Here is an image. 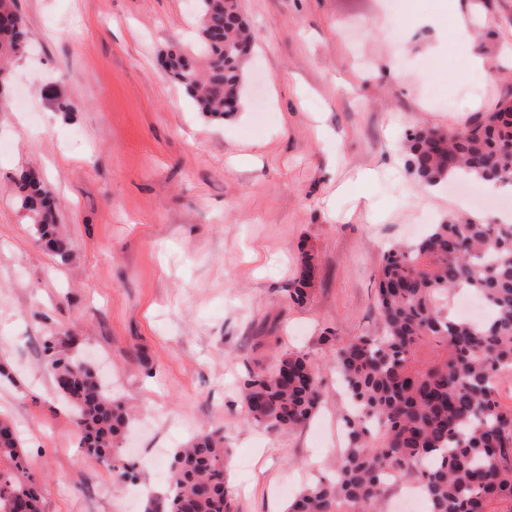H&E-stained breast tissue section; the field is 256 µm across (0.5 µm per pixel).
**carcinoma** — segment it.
Listing matches in <instances>:
<instances>
[{
    "label": "carcinoma",
    "mask_w": 512,
    "mask_h": 512,
    "mask_svg": "<svg viewBox=\"0 0 512 512\" xmlns=\"http://www.w3.org/2000/svg\"><path fill=\"white\" fill-rule=\"evenodd\" d=\"M201 61L174 50L166 71L183 84L197 110L222 116L241 101L252 41L238 0H197ZM32 43L16 0H0V85ZM420 181L512 180V97L476 112L457 131L428 126L404 144ZM19 209L55 255L71 256L52 191L33 171L21 173ZM304 260L296 304L313 281ZM478 294L490 311L482 322L448 312L458 291ZM380 331L336 351V375L349 403L345 448L331 480L307 485L286 512H383L393 481L415 477L428 512H512V403L499 379L512 371V224L460 216L430 225L420 240L384 256L377 288ZM55 387L71 409L88 459L133 477L121 458L128 413L58 339L44 346ZM247 418L270 431L309 421L326 397L312 360L284 353L271 372L243 382ZM224 436L208 433L174 451L164 498L151 512H233L224 475ZM45 512L30 464L9 422L0 420V512Z\"/></svg>",
    "instance_id": "carcinoma-1"
}]
</instances>
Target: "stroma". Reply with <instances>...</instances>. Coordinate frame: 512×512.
<instances>
[{
    "label": "stroma",
    "instance_id": "35a3bbf8",
    "mask_svg": "<svg viewBox=\"0 0 512 512\" xmlns=\"http://www.w3.org/2000/svg\"><path fill=\"white\" fill-rule=\"evenodd\" d=\"M37 39L0 97V419L14 427L46 512H146L169 454L222 434L236 512H285L331 476L346 411L333 358L380 326L387 248L468 213L408 170V129L460 127L512 92V0H457L471 39L424 25L442 0H239L254 33L239 111L197 112L165 70L195 55L193 0H17ZM476 56L491 71L464 92ZM77 112L63 115L54 94ZM52 189L69 261L46 251L16 206L22 171ZM374 174L362 184L360 174ZM315 258L302 304V255ZM72 337L131 416L136 480L91 463L46 367ZM286 351L309 355L326 392L293 431L251 423L241 393Z\"/></svg>",
    "mask_w": 512,
    "mask_h": 512
}]
</instances>
